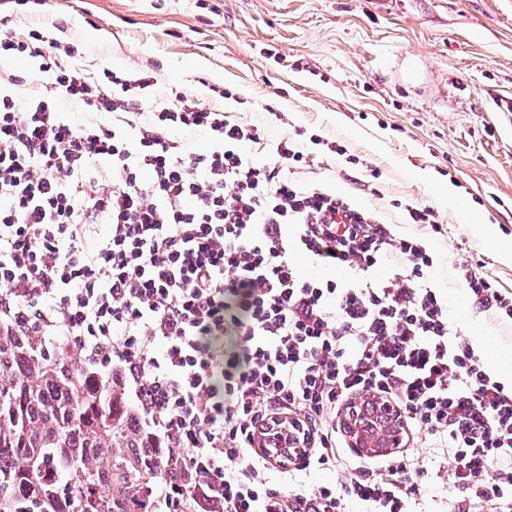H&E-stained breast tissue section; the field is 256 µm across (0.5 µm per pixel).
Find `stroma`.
Wrapping results in <instances>:
<instances>
[{
	"instance_id": "1",
	"label": "stroma",
	"mask_w": 512,
	"mask_h": 512,
	"mask_svg": "<svg viewBox=\"0 0 512 512\" xmlns=\"http://www.w3.org/2000/svg\"><path fill=\"white\" fill-rule=\"evenodd\" d=\"M40 27L60 28L89 72L145 70L157 102L184 92L257 128L243 145L256 163L297 138L296 179L432 246L453 318L483 355L512 359V327L469 306L453 274L480 262L512 291V0H0V29ZM412 203L443 235L405 223Z\"/></svg>"
}]
</instances>
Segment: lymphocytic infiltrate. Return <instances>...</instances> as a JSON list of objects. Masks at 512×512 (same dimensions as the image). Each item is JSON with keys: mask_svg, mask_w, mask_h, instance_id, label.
<instances>
[{"mask_svg": "<svg viewBox=\"0 0 512 512\" xmlns=\"http://www.w3.org/2000/svg\"><path fill=\"white\" fill-rule=\"evenodd\" d=\"M0 52L37 62L0 71V323L120 379L211 512H421L441 480L448 512H512V386L450 315L430 248L290 177V139L259 165L241 149L255 130L223 110L152 105L147 72L88 73L37 29L1 34ZM456 277L512 322V292L481 266ZM377 399L441 460L344 464L342 415ZM282 417L303 429L290 461L256 446ZM328 467L336 481L295 480Z\"/></svg>", "mask_w": 512, "mask_h": 512, "instance_id": "f902f5d3", "label": "lymphocytic infiltrate"}]
</instances>
